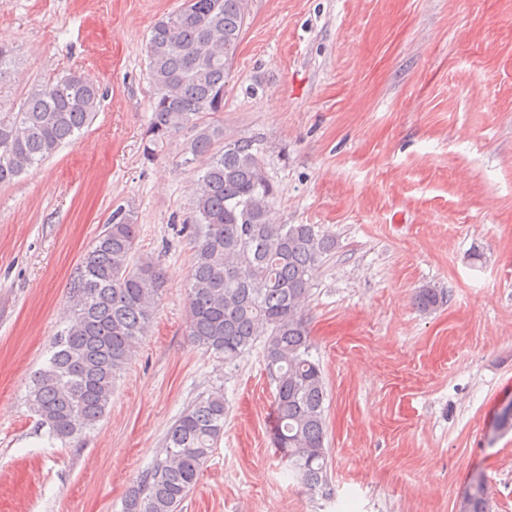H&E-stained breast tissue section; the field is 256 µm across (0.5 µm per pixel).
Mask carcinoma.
I'll return each mask as SVG.
<instances>
[{
	"instance_id": "carcinoma-1",
	"label": "carcinoma",
	"mask_w": 512,
	"mask_h": 512,
	"mask_svg": "<svg viewBox=\"0 0 512 512\" xmlns=\"http://www.w3.org/2000/svg\"><path fill=\"white\" fill-rule=\"evenodd\" d=\"M250 0H183L154 24L147 43L154 87L143 154L151 158L184 131V164L199 165L192 190L194 258L188 293V336L230 363L263 340L273 390L275 447L310 491L328 485L327 396L302 309L324 256L336 240L312 224H274L276 189L254 137H228L219 121L224 87L243 38ZM13 47L0 42V90L11 86ZM99 87L75 72L32 86L0 112V186L42 164L88 126L100 107ZM138 225L130 210L112 212L69 282L68 327L34 373L26 401L51 437L75 440L96 425L115 382L150 327L164 287L160 264L137 253ZM421 288L414 305H443ZM224 393L187 407L169 428L165 448L143 471L121 512H181L204 464L224 435ZM476 512H489L482 481L470 491Z\"/></svg>"
}]
</instances>
